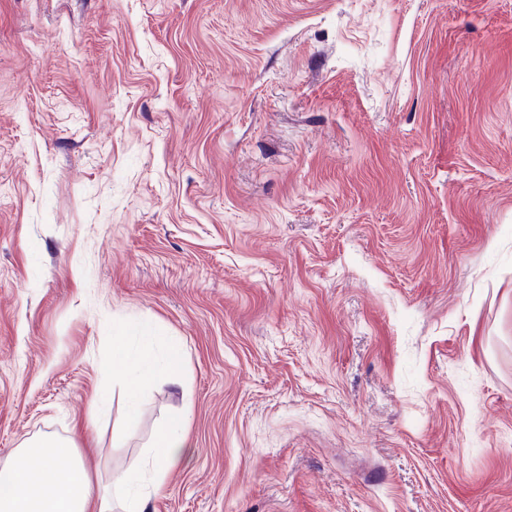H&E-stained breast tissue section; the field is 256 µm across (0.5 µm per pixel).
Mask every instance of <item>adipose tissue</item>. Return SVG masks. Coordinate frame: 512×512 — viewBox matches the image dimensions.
I'll return each mask as SVG.
<instances>
[{
  "mask_svg": "<svg viewBox=\"0 0 512 512\" xmlns=\"http://www.w3.org/2000/svg\"><path fill=\"white\" fill-rule=\"evenodd\" d=\"M112 335V357L130 392L128 420L133 423L138 417L136 401L157 375L181 384L182 349L172 343L160 356L149 342L129 348L119 325L113 326ZM187 448L181 418H170L157 431L145 467L112 475L111 490L97 493L81 451L71 441L30 442L0 461V512H146L148 500L164 490L170 464Z\"/></svg>",
  "mask_w": 512,
  "mask_h": 512,
  "instance_id": "obj_1",
  "label": "adipose tissue"
}]
</instances>
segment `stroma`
Returning <instances> with one entry per match:
<instances>
[{"mask_svg": "<svg viewBox=\"0 0 512 512\" xmlns=\"http://www.w3.org/2000/svg\"><path fill=\"white\" fill-rule=\"evenodd\" d=\"M173 416L146 512H512V0H0V460ZM112 335V357L118 361L117 369L112 367V373L125 380L130 392L128 426L131 428L138 417L139 394L152 385L158 374L164 375L172 384L182 385V349L177 343H170L165 356L159 360L150 342H142L135 349H130L122 326L112 324Z\"/></svg>", "mask_w": 512, "mask_h": 512, "instance_id": "1", "label": "stroma"}]
</instances>
